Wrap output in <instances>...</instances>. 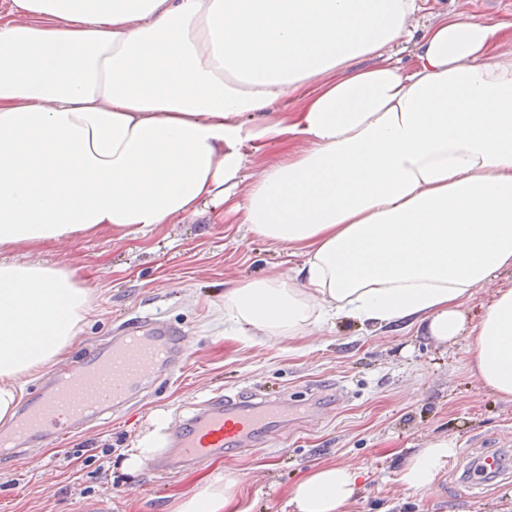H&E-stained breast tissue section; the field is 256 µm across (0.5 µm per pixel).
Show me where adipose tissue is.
Instances as JSON below:
<instances>
[{
    "instance_id": "adipose-tissue-1",
    "label": "adipose tissue",
    "mask_w": 512,
    "mask_h": 512,
    "mask_svg": "<svg viewBox=\"0 0 512 512\" xmlns=\"http://www.w3.org/2000/svg\"><path fill=\"white\" fill-rule=\"evenodd\" d=\"M416 0H13L0 14V248L108 229L146 235L227 207L301 258L229 289L224 321L261 342L345 316L470 339V371L512 399V51L499 26L442 16L414 67L391 60ZM302 141L251 170L250 145ZM91 312L73 269L0 260V423ZM450 438L400 471L429 488ZM357 472L315 468L294 512H341ZM218 478L174 512H224ZM509 287H512V275H508L506 273L490 286L476 289L473 295L464 301L462 306V309L467 318L471 321V324L480 320L492 297V293L496 288Z\"/></svg>"
}]
</instances>
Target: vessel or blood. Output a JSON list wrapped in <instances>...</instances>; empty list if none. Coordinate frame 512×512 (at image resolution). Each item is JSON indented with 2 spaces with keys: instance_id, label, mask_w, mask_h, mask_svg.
<instances>
[{
  "instance_id": "1",
  "label": "vessel or blood",
  "mask_w": 512,
  "mask_h": 512,
  "mask_svg": "<svg viewBox=\"0 0 512 512\" xmlns=\"http://www.w3.org/2000/svg\"><path fill=\"white\" fill-rule=\"evenodd\" d=\"M186 345L183 330L152 320L125 327L84 360L64 368L24 404L0 450L18 456L36 444L67 438L76 426L112 420L133 404L151 380L169 370ZM288 427V403L248 390L215 393L201 411L167 427L166 456L148 466L171 474L212 457L268 446Z\"/></svg>"
}]
</instances>
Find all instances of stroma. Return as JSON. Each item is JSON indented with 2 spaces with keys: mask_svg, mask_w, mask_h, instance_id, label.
<instances>
[{
  "mask_svg": "<svg viewBox=\"0 0 512 512\" xmlns=\"http://www.w3.org/2000/svg\"><path fill=\"white\" fill-rule=\"evenodd\" d=\"M419 2L423 24L445 12L512 24V0ZM0 258L76 268L92 311L63 364L77 366L114 331L146 318L188 335L175 372L155 380L129 413L24 457L0 453V512H170L224 476L238 482L233 512H290L288 502L310 467L336 463L359 474L358 492L341 512H512V469L476 488L462 477L481 452L512 449V401L472 377L467 339L444 346L422 332L373 330L346 317L310 336L260 343L225 331L228 289L291 274L301 260L251 235L223 207L159 225L144 237L120 240L104 229L17 245ZM235 387L274 393L292 406L318 394L324 407L272 447L170 476L124 469L131 448L162 420ZM447 437L458 446L452 468L427 490L406 489L399 473L407 457Z\"/></svg>",
  "mask_w": 512,
  "mask_h": 512,
  "instance_id": "35a3bbf8",
  "label": "stroma"
}]
</instances>
